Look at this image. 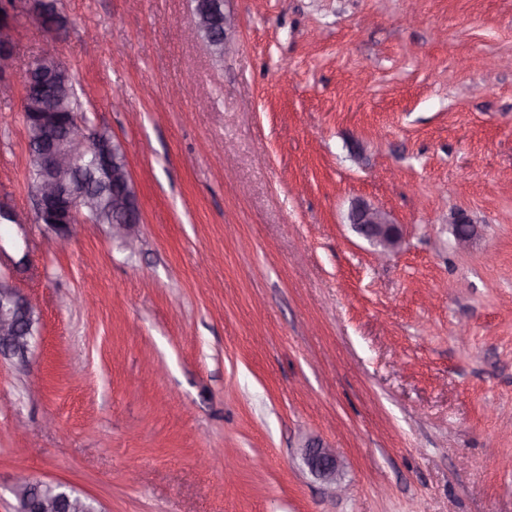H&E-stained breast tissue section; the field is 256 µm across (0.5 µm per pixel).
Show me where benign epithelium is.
<instances>
[{"label": "benign epithelium", "mask_w": 512, "mask_h": 512, "mask_svg": "<svg viewBox=\"0 0 512 512\" xmlns=\"http://www.w3.org/2000/svg\"><path fill=\"white\" fill-rule=\"evenodd\" d=\"M196 17L190 34L209 35L215 44L227 42L233 20L222 9V0H197ZM27 15L47 37L40 56L20 73L24 102L32 103L28 124L33 134L27 140L34 174L33 196L36 221L62 241L70 240L103 202L112 208V234L129 236L141 221L137 191L132 182L120 143L103 137L76 112L60 108V76L70 73L62 60L58 42L67 26L65 16L53 0H0V58L13 57L15 50L14 15ZM94 164L97 181L106 187L101 193L86 182L81 168ZM350 224L387 256L398 248L402 231L383 209L365 201L355 202L349 213ZM458 245H467L476 234L474 220L464 213L452 217ZM37 317L29 298L11 284L0 280V355L23 359L37 335ZM309 471L326 483L336 482L340 461L336 449L312 441L302 450ZM15 493L22 501L21 512H83L79 498L62 484L18 477Z\"/></svg>", "instance_id": "7a95c632"}]
</instances>
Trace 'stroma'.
Returning <instances> with one entry per match:
<instances>
[{"label":"stroma","mask_w":512,"mask_h":512,"mask_svg":"<svg viewBox=\"0 0 512 512\" xmlns=\"http://www.w3.org/2000/svg\"><path fill=\"white\" fill-rule=\"evenodd\" d=\"M195 6L59 2L131 237L35 223L0 99V279L39 318L0 356V512L21 470L99 512H512V0H224L220 52ZM14 26L16 74L43 35ZM359 199L403 229L388 261ZM302 457L314 476L326 483L336 484L340 461L335 448L324 446L319 441H312L304 446Z\"/></svg>","instance_id":"35a3bbf8"}]
</instances>
